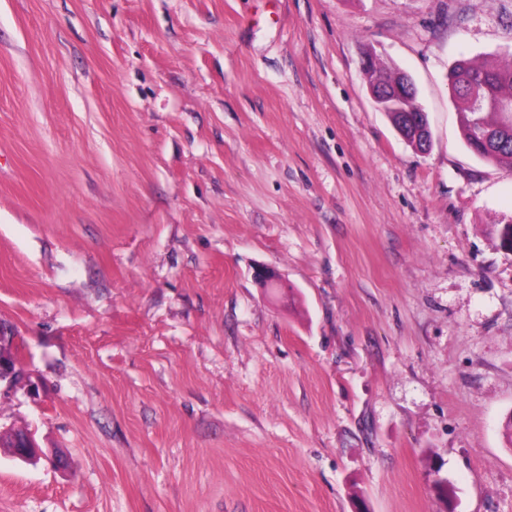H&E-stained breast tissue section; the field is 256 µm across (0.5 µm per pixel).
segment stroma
I'll return each instance as SVG.
<instances>
[{
	"label": "stroma",
	"instance_id": "35a3bbf8",
	"mask_svg": "<svg viewBox=\"0 0 512 512\" xmlns=\"http://www.w3.org/2000/svg\"><path fill=\"white\" fill-rule=\"evenodd\" d=\"M508 51L512 0H0V512H512V166L448 90ZM397 76L400 77V84L396 85L398 97L387 94L386 89L381 85L373 84L369 86L371 96L384 112H388L395 125H399L400 122V113L398 112H410L407 101L411 96L417 95L416 85L407 73L396 75V78Z\"/></svg>",
	"mask_w": 512,
	"mask_h": 512
}]
</instances>
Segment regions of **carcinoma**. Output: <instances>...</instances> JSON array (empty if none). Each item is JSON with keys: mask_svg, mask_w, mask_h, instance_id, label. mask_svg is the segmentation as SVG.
Segmentation results:
<instances>
[{"mask_svg": "<svg viewBox=\"0 0 512 512\" xmlns=\"http://www.w3.org/2000/svg\"><path fill=\"white\" fill-rule=\"evenodd\" d=\"M448 79L469 149L486 162L512 165V116L497 109L512 100V53L495 65L461 58ZM495 235L499 247L512 252V217L495 227Z\"/></svg>", "mask_w": 512, "mask_h": 512, "instance_id": "1", "label": "carcinoma"}]
</instances>
